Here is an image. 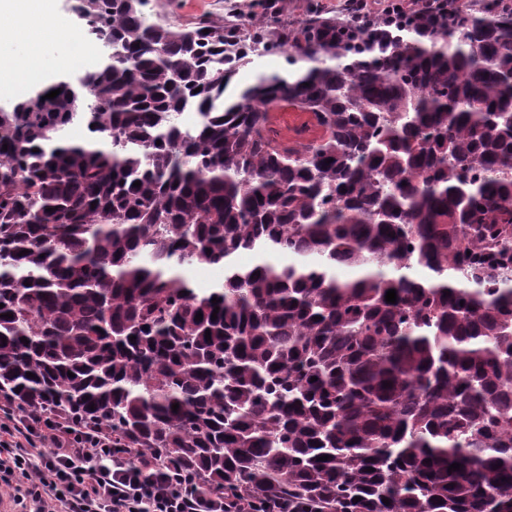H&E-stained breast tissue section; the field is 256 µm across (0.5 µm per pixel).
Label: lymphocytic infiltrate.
<instances>
[{
  "mask_svg": "<svg viewBox=\"0 0 512 512\" xmlns=\"http://www.w3.org/2000/svg\"><path fill=\"white\" fill-rule=\"evenodd\" d=\"M0 484L32 512H289L287 497L228 499L168 462L112 449L100 431L9 414L0 420Z\"/></svg>",
  "mask_w": 512,
  "mask_h": 512,
  "instance_id": "lymphocytic-infiltrate-1",
  "label": "lymphocytic infiltrate"
}]
</instances>
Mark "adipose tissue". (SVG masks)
Segmentation results:
<instances>
[{
	"label": "adipose tissue",
	"mask_w": 512,
	"mask_h": 512,
	"mask_svg": "<svg viewBox=\"0 0 512 512\" xmlns=\"http://www.w3.org/2000/svg\"><path fill=\"white\" fill-rule=\"evenodd\" d=\"M75 33L55 9V0H0V43L25 41L23 55H0V95L17 96L40 83V44L71 43Z\"/></svg>",
	"instance_id": "1"
}]
</instances>
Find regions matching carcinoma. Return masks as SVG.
I'll return each mask as SVG.
<instances>
[{
    "label": "carcinoma",
    "instance_id": "1",
    "mask_svg": "<svg viewBox=\"0 0 512 512\" xmlns=\"http://www.w3.org/2000/svg\"><path fill=\"white\" fill-rule=\"evenodd\" d=\"M144 6L74 0L98 64L0 111V398L232 496L512 512V0L426 5L380 51L314 7ZM255 53L293 71L227 93ZM283 106L322 135L278 142ZM262 0H149L148 13H158L164 20H178L185 24L201 15L223 16L239 14L244 20L251 13L265 15ZM196 288H213L224 280V268L218 266H196L187 272Z\"/></svg>",
    "mask_w": 512,
    "mask_h": 512
}]
</instances>
